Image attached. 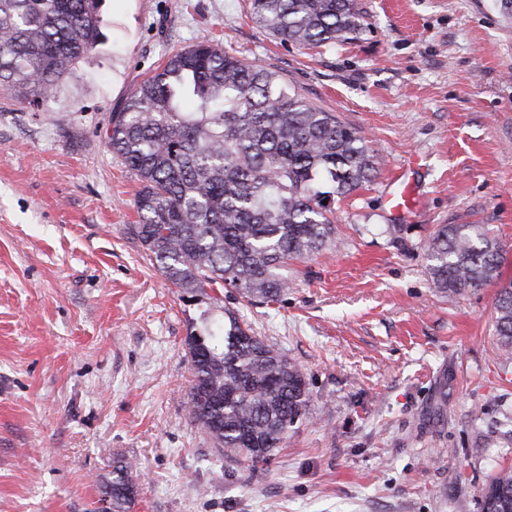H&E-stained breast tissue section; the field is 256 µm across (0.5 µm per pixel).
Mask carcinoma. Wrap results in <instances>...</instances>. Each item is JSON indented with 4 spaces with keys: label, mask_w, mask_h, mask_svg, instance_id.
I'll return each instance as SVG.
<instances>
[{
    "label": "carcinoma",
    "mask_w": 512,
    "mask_h": 512,
    "mask_svg": "<svg viewBox=\"0 0 512 512\" xmlns=\"http://www.w3.org/2000/svg\"><path fill=\"white\" fill-rule=\"evenodd\" d=\"M101 0H0V93L33 104L55 97L78 60L104 40ZM277 38L318 47L364 26L359 0H250ZM105 145L141 184L129 231L184 293L232 289L248 305L291 288V261L338 245L329 204L370 182L380 161L362 132L309 104L273 70L203 39L173 54L111 114ZM427 273L446 296L501 280L505 257L483 224H439ZM185 347L189 413L232 461L267 462L303 421L302 368L255 334L239 311ZM495 354L512 363V282L495 303ZM133 465L113 461L110 512H128ZM482 512H512V471L482 494Z\"/></svg>",
    "instance_id": "1"
}]
</instances>
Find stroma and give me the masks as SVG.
<instances>
[{
    "label": "stroma",
    "mask_w": 512,
    "mask_h": 512,
    "mask_svg": "<svg viewBox=\"0 0 512 512\" xmlns=\"http://www.w3.org/2000/svg\"><path fill=\"white\" fill-rule=\"evenodd\" d=\"M361 3L360 34L309 49L257 26L248 0H102L105 42L48 104L0 95V512H100L116 458L137 466L129 512H481L512 468L500 286L441 296L425 245L440 224L488 225L512 280V13ZM202 39L277 71L382 160L334 203L341 245L290 264L281 301L240 307L310 395L254 469L188 413L184 338L224 312L171 287L129 233L140 184L99 136L135 84ZM405 188L410 209L390 210Z\"/></svg>",
    "instance_id": "obj_1"
}]
</instances>
